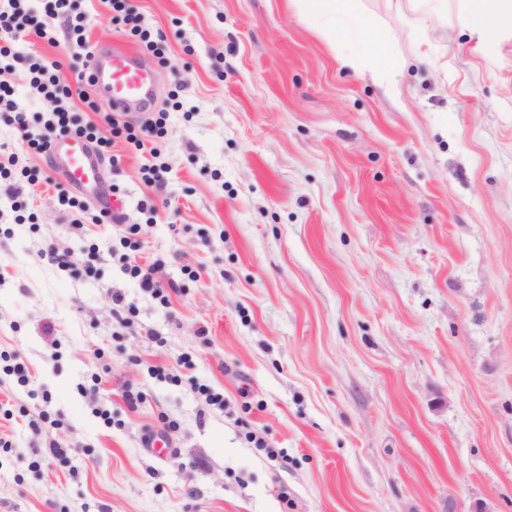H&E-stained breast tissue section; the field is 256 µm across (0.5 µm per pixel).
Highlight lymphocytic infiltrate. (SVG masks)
Segmentation results:
<instances>
[{"instance_id": "1", "label": "lymphocytic infiltrate", "mask_w": 512, "mask_h": 512, "mask_svg": "<svg viewBox=\"0 0 512 512\" xmlns=\"http://www.w3.org/2000/svg\"><path fill=\"white\" fill-rule=\"evenodd\" d=\"M29 36L47 41L53 38L45 23L35 21L27 0H0V124L15 130L27 147L39 154L49 152L55 139L70 134L106 147L108 140L99 126L84 121L79 110L80 105L92 103L84 89L88 73L80 72L75 82H67L61 75L63 64L57 59H45L29 68L31 88L57 104L56 110L44 117L42 133H32L29 115L14 99L8 80L10 61L18 56L15 44Z\"/></svg>"}]
</instances>
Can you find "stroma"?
I'll list each match as a JSON object with an SVG mask.
<instances>
[{
  "label": "stroma",
  "mask_w": 512,
  "mask_h": 512,
  "mask_svg": "<svg viewBox=\"0 0 512 512\" xmlns=\"http://www.w3.org/2000/svg\"><path fill=\"white\" fill-rule=\"evenodd\" d=\"M128 5L166 58L78 4L90 49L157 77L123 121L167 116L156 153L122 150L77 195L121 222L73 228L43 183L0 202V351L21 369L0 372V512H512V18L484 38L467 0H357L396 63L347 67L344 30L293 0ZM53 36L11 76L36 133L30 65L87 63ZM131 256L163 261L168 303ZM161 266V261L142 266L135 259L130 258L126 265V271L132 278L139 281L141 288L165 304L168 301V295L160 278Z\"/></svg>",
  "instance_id": "stroma-1"
}]
</instances>
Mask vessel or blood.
Returning <instances> with one entry per match:
<instances>
[{"instance_id":"b4317fda","label":"vessel or blood","mask_w":512,"mask_h":512,"mask_svg":"<svg viewBox=\"0 0 512 512\" xmlns=\"http://www.w3.org/2000/svg\"><path fill=\"white\" fill-rule=\"evenodd\" d=\"M93 87L107 110H128L154 98L155 78L136 63L132 50L112 45L93 55ZM53 155L65 182L84 188L98 177L100 160L84 138L69 135L57 140Z\"/></svg>"}]
</instances>
